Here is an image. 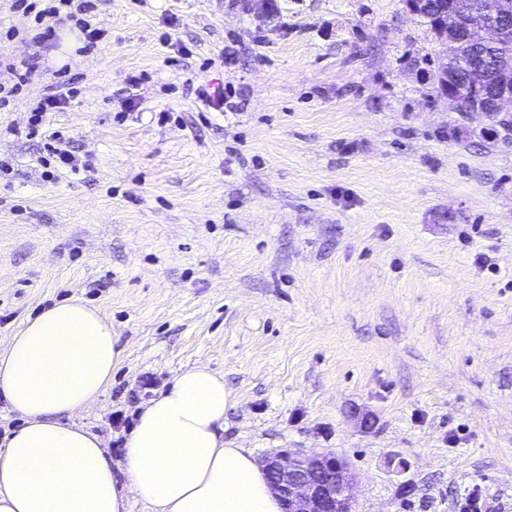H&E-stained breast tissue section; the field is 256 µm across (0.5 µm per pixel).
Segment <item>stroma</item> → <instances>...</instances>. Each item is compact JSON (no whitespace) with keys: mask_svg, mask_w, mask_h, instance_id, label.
I'll use <instances>...</instances> for the list:
<instances>
[{"mask_svg":"<svg viewBox=\"0 0 512 512\" xmlns=\"http://www.w3.org/2000/svg\"><path fill=\"white\" fill-rule=\"evenodd\" d=\"M12 3L0 86L37 69L0 108V338L74 297L111 321L122 359L74 422L120 459L205 364L226 440L333 451L355 512H456L476 484L512 512V136L449 111L402 0H97L89 51L70 20L23 39ZM57 81L76 174L26 135ZM217 82L229 111L193 92Z\"/></svg>","mask_w":512,"mask_h":512,"instance_id":"stroma-1","label":"stroma"}]
</instances>
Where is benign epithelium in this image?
I'll list each match as a JSON object with an SVG mask.
<instances>
[{
  "label": "benign epithelium",
  "instance_id": "1",
  "mask_svg": "<svg viewBox=\"0 0 512 512\" xmlns=\"http://www.w3.org/2000/svg\"><path fill=\"white\" fill-rule=\"evenodd\" d=\"M468 5L469 0H450L444 13L471 42L494 43L512 28V12L498 5L490 10L482 27H471L465 18ZM480 32L489 37L478 36ZM467 86L466 101L472 112L501 113L503 106L512 102V87L491 70L468 67ZM259 465L268 474L283 512H353L354 476L334 453L277 448L263 455Z\"/></svg>",
  "mask_w": 512,
  "mask_h": 512
}]
</instances>
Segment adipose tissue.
Returning <instances> with one entry per match:
<instances>
[{
    "mask_svg": "<svg viewBox=\"0 0 512 512\" xmlns=\"http://www.w3.org/2000/svg\"><path fill=\"white\" fill-rule=\"evenodd\" d=\"M111 323L71 299L0 342V400L20 415L0 438V512H282L249 449L224 440L229 394L199 364L143 403L113 460L103 438L71 422L112 380Z\"/></svg>",
    "mask_w": 512,
    "mask_h": 512,
    "instance_id": "obj_1",
    "label": "adipose tissue"
}]
</instances>
